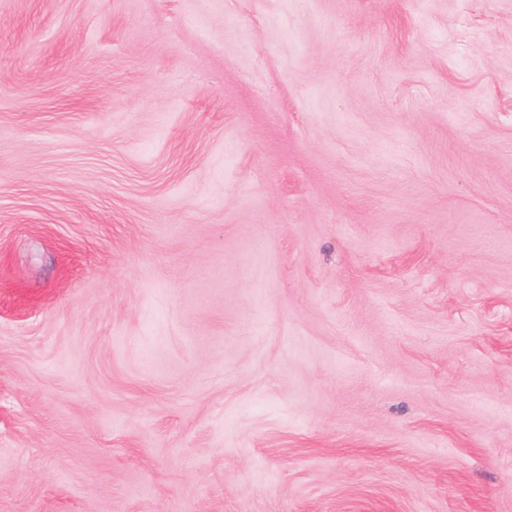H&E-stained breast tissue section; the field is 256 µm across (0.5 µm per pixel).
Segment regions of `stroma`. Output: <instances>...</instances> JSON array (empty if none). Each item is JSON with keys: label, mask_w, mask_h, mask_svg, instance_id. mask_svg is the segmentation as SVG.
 <instances>
[{"label": "stroma", "mask_w": 512, "mask_h": 512, "mask_svg": "<svg viewBox=\"0 0 512 512\" xmlns=\"http://www.w3.org/2000/svg\"><path fill=\"white\" fill-rule=\"evenodd\" d=\"M0 512H512V0H0Z\"/></svg>", "instance_id": "stroma-1"}]
</instances>
